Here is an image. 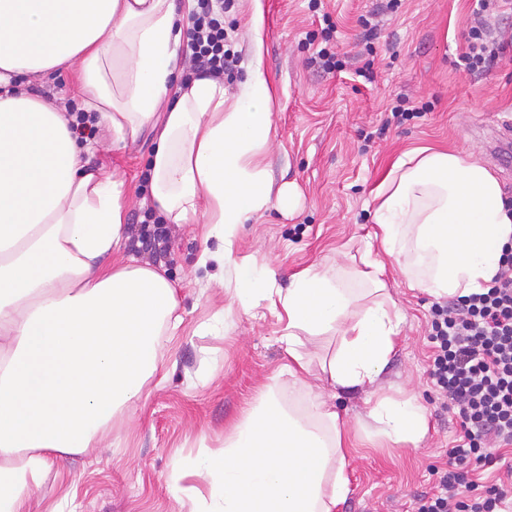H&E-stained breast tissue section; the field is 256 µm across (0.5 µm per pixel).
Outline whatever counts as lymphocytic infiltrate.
I'll return each mask as SVG.
<instances>
[{
    "mask_svg": "<svg viewBox=\"0 0 512 512\" xmlns=\"http://www.w3.org/2000/svg\"><path fill=\"white\" fill-rule=\"evenodd\" d=\"M234 0H198L188 45L194 76H223L236 56L224 47V12ZM512 0H475L467 47L457 68H491L505 44L489 23ZM429 377L460 434L445 466L431 467L432 485L416 498L417 512H512V491L484 480L488 467L512 447V252L484 292L434 302L430 308Z\"/></svg>",
    "mask_w": 512,
    "mask_h": 512,
    "instance_id": "f902f5d3",
    "label": "lymphocytic infiltrate"
}]
</instances>
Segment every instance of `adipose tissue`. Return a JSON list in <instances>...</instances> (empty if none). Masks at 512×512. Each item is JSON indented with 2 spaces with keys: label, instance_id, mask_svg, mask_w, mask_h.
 <instances>
[{
  "label": "adipose tissue",
  "instance_id": "obj_1",
  "mask_svg": "<svg viewBox=\"0 0 512 512\" xmlns=\"http://www.w3.org/2000/svg\"><path fill=\"white\" fill-rule=\"evenodd\" d=\"M194 0H0V512H35L32 487L55 460L86 456L116 417L135 412L149 383H164L160 352L177 335V290L158 267L126 254L123 183L89 168L70 118L20 76L78 72L86 111L115 148L145 130L156 147L150 203L171 224L205 223L197 266L218 263L235 282L228 305L258 315L282 308L288 384L273 381L244 410L219 450L175 460L169 484L188 512H336L349 493L345 423L321 395L307 413L283 387L322 374L367 395L363 426L393 445L427 430L417 401L380 396L377 382L404 321L387 292V261L426 263L410 287L435 297L481 292L512 245V210L498 178L457 151L411 150L375 198L381 257L364 269L313 265L288 288L274 269L238 261L252 215L293 210L294 184L273 186L264 150L273 132L274 83L260 26L237 93L223 80L178 82L185 13ZM367 281L359 305L350 282ZM340 345L314 366L312 337ZM197 478L194 486L186 478Z\"/></svg>",
  "mask_w": 512,
  "mask_h": 512
}]
</instances>
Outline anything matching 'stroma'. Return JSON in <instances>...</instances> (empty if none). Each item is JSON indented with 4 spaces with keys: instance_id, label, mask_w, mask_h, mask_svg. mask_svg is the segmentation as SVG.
I'll list each match as a JSON object with an SVG mask.
<instances>
[{
    "instance_id": "1",
    "label": "stroma",
    "mask_w": 512,
    "mask_h": 512,
    "mask_svg": "<svg viewBox=\"0 0 512 512\" xmlns=\"http://www.w3.org/2000/svg\"><path fill=\"white\" fill-rule=\"evenodd\" d=\"M261 9L262 64L277 97L265 162L274 185L298 186L301 203L289 216L273 208L250 219L235 243L237 258L276 268L283 288L293 273L315 264L343 271L359 264L378 230L374 194L395 160L417 147L479 159L512 197V171L501 165L491 132L499 114L512 113V14L497 22L507 40L498 63L467 74L455 61L467 46L471 0H401L395 11L386 0H261ZM365 17L377 26L371 45ZM328 22L334 31L327 38ZM224 28L239 56L224 79L234 93L251 60L248 12L233 7ZM324 48L337 52L343 71L322 68ZM368 62L370 81L356 73ZM402 98L418 113L397 125L388 117ZM95 138L91 167L124 181L128 251L162 265L179 286L184 323L164 350V386L151 390L138 412L115 419L92 456L54 462L33 505L36 512H180L168 483L173 458L223 447L243 410L288 361L279 341L283 324L271 310L256 319L238 310L224 314L218 267L196 266L203 225H167L162 254L143 249L140 239L158 219L142 192L154 134L145 132L138 146L120 151L111 148L106 130L97 129ZM384 281L405 320L379 385L394 399L415 398L427 411L428 431L419 445L389 447L356 425L366 411L364 392L336 393L312 380L313 390L333 396L349 428L350 492L336 512H413L415 495L431 486V466L445 462L460 430L428 374L433 296L410 287L392 266Z\"/></svg>"
}]
</instances>
